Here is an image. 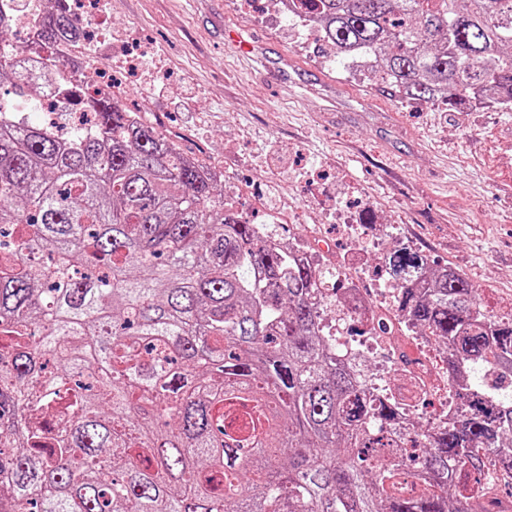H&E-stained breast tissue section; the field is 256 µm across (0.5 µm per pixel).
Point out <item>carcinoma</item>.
Returning a JSON list of instances; mask_svg holds the SVG:
<instances>
[{
	"instance_id": "obj_1",
	"label": "carcinoma",
	"mask_w": 512,
	"mask_h": 512,
	"mask_svg": "<svg viewBox=\"0 0 512 512\" xmlns=\"http://www.w3.org/2000/svg\"><path fill=\"white\" fill-rule=\"evenodd\" d=\"M337 58L405 103L482 97L512 111V0H295ZM46 57L0 54V504L9 512H493L461 484L512 468V313L406 247L385 259L392 318L442 350L455 406L401 427L356 358L336 357L323 275L230 212L224 183L141 110L99 94L73 139L21 114ZM38 71L17 89L19 69ZM407 475L424 490H388Z\"/></svg>"
}]
</instances>
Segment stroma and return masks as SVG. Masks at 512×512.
Listing matches in <instances>:
<instances>
[{"mask_svg":"<svg viewBox=\"0 0 512 512\" xmlns=\"http://www.w3.org/2000/svg\"><path fill=\"white\" fill-rule=\"evenodd\" d=\"M92 24L109 28L112 58L151 46L127 80L128 105L221 168L236 208L248 207L238 184L274 179L335 248L348 245L334 222L342 206L362 215L366 238H394L463 271L489 314L512 312V112L401 103L319 51L315 30L267 28L233 0H108ZM359 350L364 373L401 385L397 358L367 342Z\"/></svg>","mask_w":512,"mask_h":512,"instance_id":"stroma-1","label":"stroma"}]
</instances>
